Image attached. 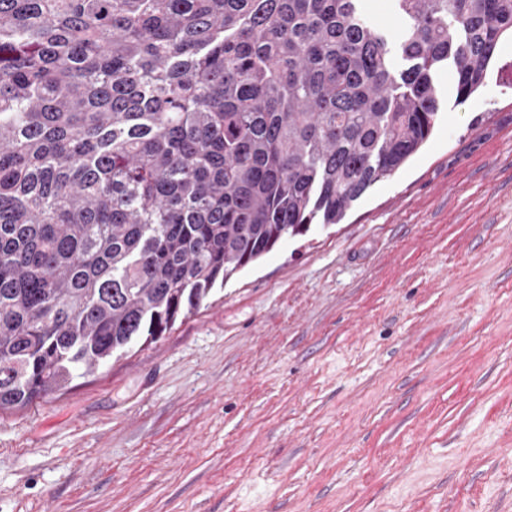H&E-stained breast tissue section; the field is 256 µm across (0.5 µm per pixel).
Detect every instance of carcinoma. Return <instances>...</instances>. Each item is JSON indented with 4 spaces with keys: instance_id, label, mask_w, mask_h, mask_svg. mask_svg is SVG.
I'll return each instance as SVG.
<instances>
[{
    "instance_id": "1",
    "label": "carcinoma",
    "mask_w": 512,
    "mask_h": 512,
    "mask_svg": "<svg viewBox=\"0 0 512 512\" xmlns=\"http://www.w3.org/2000/svg\"><path fill=\"white\" fill-rule=\"evenodd\" d=\"M0 0V411L151 343L430 138L512 0ZM394 0H366V9L370 19L381 25L391 26L394 22Z\"/></svg>"
}]
</instances>
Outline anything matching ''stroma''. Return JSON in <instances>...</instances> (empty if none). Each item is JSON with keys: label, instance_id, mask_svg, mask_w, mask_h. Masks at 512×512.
Instances as JSON below:
<instances>
[{"label": "stroma", "instance_id": "1", "mask_svg": "<svg viewBox=\"0 0 512 512\" xmlns=\"http://www.w3.org/2000/svg\"><path fill=\"white\" fill-rule=\"evenodd\" d=\"M339 224L0 411V512H512V41Z\"/></svg>", "mask_w": 512, "mask_h": 512}]
</instances>
